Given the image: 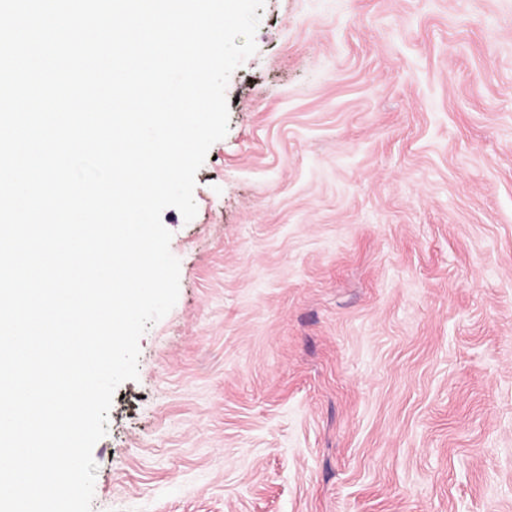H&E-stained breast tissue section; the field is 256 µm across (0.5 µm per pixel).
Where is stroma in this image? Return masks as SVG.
I'll return each mask as SVG.
<instances>
[{"label":"stroma","instance_id":"obj_1","mask_svg":"<svg viewBox=\"0 0 512 512\" xmlns=\"http://www.w3.org/2000/svg\"><path fill=\"white\" fill-rule=\"evenodd\" d=\"M260 15L92 512H512V0Z\"/></svg>","mask_w":512,"mask_h":512}]
</instances>
